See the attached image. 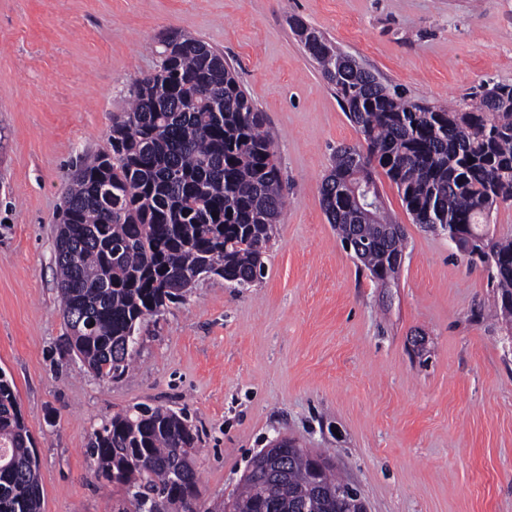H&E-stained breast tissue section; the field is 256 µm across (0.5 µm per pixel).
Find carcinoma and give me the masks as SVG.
I'll return each mask as SVG.
<instances>
[{
  "label": "carcinoma",
  "instance_id": "cac0c4a2",
  "mask_svg": "<svg viewBox=\"0 0 512 512\" xmlns=\"http://www.w3.org/2000/svg\"><path fill=\"white\" fill-rule=\"evenodd\" d=\"M307 53L335 88L366 144L368 178L381 168L414 223L440 230L458 252L486 247L481 263L496 288L493 313L512 324V238H488L481 224L512 203V84L482 86L478 100L423 104L373 73L352 67L322 34L295 20ZM160 66L136 80L129 108L112 123L108 147L72 166L56 234L57 286L66 348L102 379L123 377L137 351L126 341L148 316L186 299L203 271L218 268L239 286L264 274L263 254L282 213L281 170L262 113L224 56L180 33L155 49ZM358 179L338 148L321 185L322 206L341 241H367L361 264L379 283L404 237L384 203L358 214ZM183 414L143 406L116 414L88 444L98 478L125 487L140 512L154 497L179 495L198 509L193 450ZM288 474L264 472L234 497L239 512H336L322 492L342 484L332 467L314 475L315 456L280 449ZM33 441L12 384L0 374V512H40Z\"/></svg>",
  "mask_w": 512,
  "mask_h": 512
}]
</instances>
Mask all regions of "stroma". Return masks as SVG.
Masks as SVG:
<instances>
[{"label": "stroma", "instance_id": "stroma-1", "mask_svg": "<svg viewBox=\"0 0 512 512\" xmlns=\"http://www.w3.org/2000/svg\"><path fill=\"white\" fill-rule=\"evenodd\" d=\"M322 32L419 102L512 84V0H0V372L34 440L42 512H105L94 430L137 406L199 432L201 507L235 494L277 435L320 453L369 512H512V332L447 234L403 224L381 287L320 204L336 146L362 137L293 27ZM223 53L262 112L285 178L265 274L198 281L139 326L138 368L104 380L61 349L59 213L76 158L106 148L170 30Z\"/></svg>", "mask_w": 512, "mask_h": 512}]
</instances>
